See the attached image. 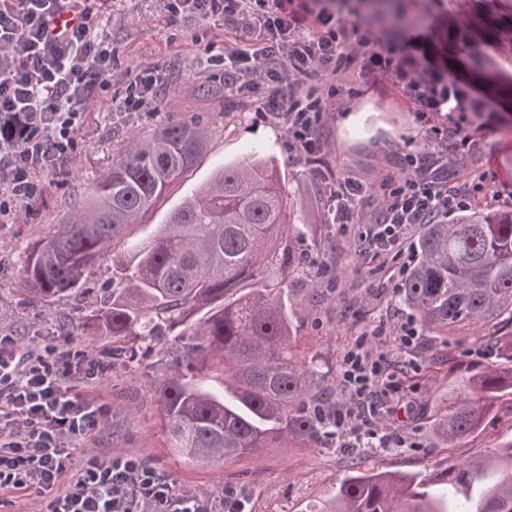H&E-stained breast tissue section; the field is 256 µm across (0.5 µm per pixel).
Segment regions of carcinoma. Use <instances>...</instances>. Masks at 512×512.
<instances>
[{
  "mask_svg": "<svg viewBox=\"0 0 512 512\" xmlns=\"http://www.w3.org/2000/svg\"><path fill=\"white\" fill-rule=\"evenodd\" d=\"M453 40L474 75L512 95V0H462ZM195 117L134 136L93 187L71 224L31 247L26 291L42 300L87 293L84 278L112 256L123 287L88 293L89 316L104 336L148 346L182 328L191 347L164 350L154 380L170 447L190 459H228L293 442L329 439L322 397L329 372L299 351L288 288L295 270L293 225L278 170L257 150L227 164L173 208L164 229L122 258L127 229L152 210L205 151ZM403 303L438 338L497 320L512 324V209L473 207L424 225L413 246ZM205 311L194 325L191 314ZM223 366L224 396L203 388L195 370ZM512 368L495 367L448 400L433 422L448 443L474 433ZM320 512H512V442L494 461H465L427 477L351 471Z\"/></svg>",
  "mask_w": 512,
  "mask_h": 512,
  "instance_id": "carcinoma-1",
  "label": "carcinoma"
}]
</instances>
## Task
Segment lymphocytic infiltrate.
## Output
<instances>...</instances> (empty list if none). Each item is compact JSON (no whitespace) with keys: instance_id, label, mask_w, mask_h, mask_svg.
Here are the masks:
<instances>
[{"instance_id":"lymphocytic-infiltrate-1","label":"lymphocytic infiltrate","mask_w":512,"mask_h":512,"mask_svg":"<svg viewBox=\"0 0 512 512\" xmlns=\"http://www.w3.org/2000/svg\"><path fill=\"white\" fill-rule=\"evenodd\" d=\"M173 10L247 32L246 41L210 42L199 52L223 67L225 89L277 120L289 146L311 164L322 161L320 89L328 76L353 71L366 83L391 85L426 120L438 151L407 154L400 175L383 176L363 235L369 248L391 253L398 274H405L411 228L469 197L466 183L452 177L456 160L443 144L455 140L461 152H472L475 141L462 132L466 114L479 113L486 127L496 120L469 84L420 41L390 38L365 15L342 16L325 0H174ZM65 11L72 23L55 27ZM114 13L107 0H0L1 218L36 198L34 173L52 174L79 152L83 114L108 93L118 62ZM158 75L152 66L132 72L117 95L120 108L158 106ZM372 346L365 335L344 354L338 382L346 411L332 426L339 439L363 428L367 447L399 446L402 428L373 401L392 383L386 355ZM99 365L84 342L70 337L37 336L23 347L0 336V501L39 500L47 512H213L212 503L177 492L143 459L87 453L106 410L83 391Z\"/></svg>"}]
</instances>
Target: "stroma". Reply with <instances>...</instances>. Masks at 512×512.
<instances>
[{"label":"stroma","mask_w":512,"mask_h":512,"mask_svg":"<svg viewBox=\"0 0 512 512\" xmlns=\"http://www.w3.org/2000/svg\"><path fill=\"white\" fill-rule=\"evenodd\" d=\"M397 3L407 13L425 14L420 32L432 37L453 73L464 74L461 56L448 50V18L457 9L456 0ZM117 7L112 42L119 64L112 72V86H122L127 69L155 66L163 75L160 108L124 112L92 107L84 115L77 158L56 175H38L40 195L18 214L0 219V331L18 336L25 346L33 336L64 329L93 352L112 356L111 373L95 387L107 413L91 448L102 455L145 459L180 492L216 501L231 491L233 500L244 502V512H315L355 468L423 476L497 455L512 441V396L499 398L478 431L451 445L438 439L432 421L446 409L450 391L489 366L512 365L510 325L469 329L445 341L424 332L406 358L394 360L391 370L401 390L391 405L405 424V447L366 452L329 439L317 448L298 444L221 461H196L169 447L151 388L165 346L191 345V337H161L152 351L133 357L129 342L100 335L82 298L44 302L24 292L20 273L33 242L54 225L71 223L75 206L90 198L97 180L130 137L196 113L210 130L204 154L130 229V243L156 234L171 209L224 162L243 160L259 147L277 165L291 221L298 226L294 244L299 270L288 285L302 301L296 315L301 350L334 372L349 345L374 329L383 331L377 349L392 351V327L412 317L390 277L391 256L361 249L360 237L377 198L363 196L352 223L335 224L330 190L336 180L348 176L376 187L383 174L401 171L407 153H430L424 121L406 111L391 87H367L356 74H343L337 79V95L325 99L322 163L312 167L289 150L278 124L256 118L250 100L225 90L218 68L191 51L192 39L209 41L222 34L221 26H205L171 13L168 0H119ZM473 90L496 110L499 121L484 128L478 119L469 118L468 132L478 147L462 160L455 176L467 183L471 204L488 202L485 195L491 189L495 197L489 202L507 209L512 207V106L488 96L481 85Z\"/></svg>","instance_id":"35a3bbf8"}]
</instances>
